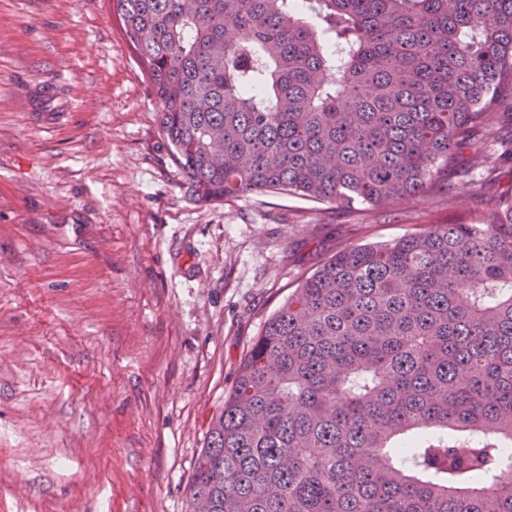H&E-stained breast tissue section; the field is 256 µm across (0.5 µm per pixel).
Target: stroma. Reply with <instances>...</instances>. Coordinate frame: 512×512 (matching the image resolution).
Returning <instances> with one entry per match:
<instances>
[{
	"instance_id": "1",
	"label": "stroma",
	"mask_w": 512,
	"mask_h": 512,
	"mask_svg": "<svg viewBox=\"0 0 512 512\" xmlns=\"http://www.w3.org/2000/svg\"><path fill=\"white\" fill-rule=\"evenodd\" d=\"M110 0H0V512H185L239 364L343 246L480 222L405 198L197 201Z\"/></svg>"
}]
</instances>
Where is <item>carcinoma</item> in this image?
Returning <instances> with one entry per match:
<instances>
[{"label":"carcinoma","instance_id":"obj_1","mask_svg":"<svg viewBox=\"0 0 512 512\" xmlns=\"http://www.w3.org/2000/svg\"><path fill=\"white\" fill-rule=\"evenodd\" d=\"M199 202L450 205L512 161V0H111ZM512 183L344 248L265 322L186 512H512Z\"/></svg>","mask_w":512,"mask_h":512}]
</instances>
